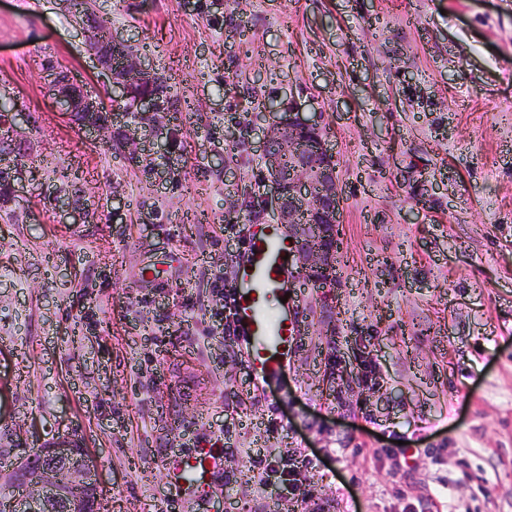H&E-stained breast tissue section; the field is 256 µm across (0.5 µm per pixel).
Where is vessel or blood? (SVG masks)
I'll use <instances>...</instances> for the list:
<instances>
[{
  "mask_svg": "<svg viewBox=\"0 0 512 512\" xmlns=\"http://www.w3.org/2000/svg\"><path fill=\"white\" fill-rule=\"evenodd\" d=\"M297 244L279 224H252L236 260L232 291L235 327L245 346V361L256 385L287 372L298 347L303 292L294 255ZM226 453L201 445L172 454L165 466L169 484L182 498L203 499L217 490Z\"/></svg>",
  "mask_w": 512,
  "mask_h": 512,
  "instance_id": "obj_1",
  "label": "vessel or blood"
}]
</instances>
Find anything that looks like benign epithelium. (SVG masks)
<instances>
[{
	"label": "benign epithelium",
	"instance_id": "1",
	"mask_svg": "<svg viewBox=\"0 0 512 512\" xmlns=\"http://www.w3.org/2000/svg\"><path fill=\"white\" fill-rule=\"evenodd\" d=\"M90 51L109 71H114L116 44L102 37L89 43ZM49 92L77 125L100 130L111 122L107 106L83 95L77 80L67 70L51 73ZM153 74L141 64L125 61L120 77L113 81V99H123ZM135 112L151 119V130L162 134L161 124L169 108L154 94L139 96ZM269 118L262 158L268 191L263 209L270 210L272 222L283 225L298 244L297 265L307 272L316 288L336 285L338 239L341 224V194L336 160L322 137L320 121L305 118L295 108L258 106ZM307 141L316 142L308 152ZM288 180H283V167ZM94 464L86 448L74 438L64 437L29 455L7 470H0V485L21 493L16 512H97V482Z\"/></svg>",
	"mask_w": 512,
	"mask_h": 512
}]
</instances>
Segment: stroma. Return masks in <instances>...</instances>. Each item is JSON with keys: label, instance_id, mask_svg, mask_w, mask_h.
<instances>
[{"label": "stroma", "instance_id": "35a3bbf8", "mask_svg": "<svg viewBox=\"0 0 512 512\" xmlns=\"http://www.w3.org/2000/svg\"><path fill=\"white\" fill-rule=\"evenodd\" d=\"M0 0V463L63 437L97 462L98 512H311L238 482L177 500L164 461L216 444L313 460L344 512H512V0ZM103 23L180 91L176 140L134 157L56 106L50 67L89 95ZM331 127L342 193L338 285L303 291L301 345L252 400L243 358L200 345L231 290L225 199L265 192L254 104ZM240 124L237 146L224 129ZM95 201L92 210L83 200ZM367 349L363 386L330 349ZM366 403L361 417L336 393ZM419 454L410 475L385 454Z\"/></svg>", "mask_w": 512, "mask_h": 512}]
</instances>
